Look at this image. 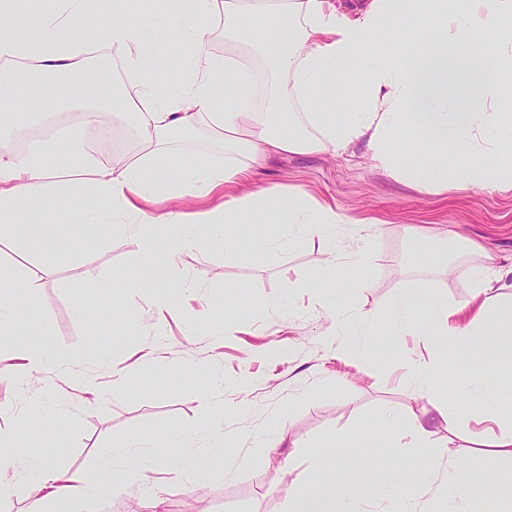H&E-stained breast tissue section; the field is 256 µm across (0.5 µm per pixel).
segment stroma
<instances>
[{"instance_id":"stroma-1","label":"stroma","mask_w":512,"mask_h":512,"mask_svg":"<svg viewBox=\"0 0 512 512\" xmlns=\"http://www.w3.org/2000/svg\"><path fill=\"white\" fill-rule=\"evenodd\" d=\"M475 161L493 171L504 163L497 151L456 148L448 153L447 191L424 195L374 167L362 140L336 156L271 158L257 172L262 185L301 188L341 215L369 222L365 263L340 259L329 280L323 261L338 244L324 236L272 252L265 239L286 236L275 220L230 225L222 241L201 226L199 246L181 254L174 269L196 288L189 295L170 290L173 305L163 310L138 286L142 267L131 240L107 236L100 224L73 223L65 202L29 200L27 222L0 241V261L40 285L19 296L24 322L0 335V353L40 350L48 359L35 378L0 375V430L16 433L24 459L48 457L88 471L105 460L122 464L130 439L160 444L186 435L205 469L201 478L187 481L176 466L148 469L123 495L100 499L98 512H137L153 495L167 498L170 512H287L301 481L360 486L398 512L397 487L423 496L432 457L445 455L395 445L397 423L420 412L434 390L461 391L489 375L512 420V363L497 357L498 337H485L487 354L477 363L464 346L413 335L393 308L403 288L413 289L420 315L435 303L466 299L469 282L446 266L486 256L512 266V188L459 186L457 177ZM64 224L70 231L62 237ZM413 226L449 238L423 244L410 235ZM37 237L56 238L58 257L30 251ZM327 303L349 313L335 345L325 336ZM117 310L127 320L115 321ZM411 351L425 360L443 355L452 375L437 374L433 388L416 387L404 361ZM60 353L77 359L97 394L59 388ZM146 355L154 364L143 369ZM120 374L127 384L113 388ZM281 438L297 445L293 465L264 456ZM480 439L472 425L454 443V478L473 488L472 512H484L489 497L512 487V459L480 447ZM229 448L250 453L256 467L225 474ZM318 450L332 462L313 471L308 458ZM382 460L387 473L374 475L371 464Z\"/></svg>"}]
</instances>
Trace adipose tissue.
<instances>
[{
  "mask_svg": "<svg viewBox=\"0 0 512 512\" xmlns=\"http://www.w3.org/2000/svg\"><path fill=\"white\" fill-rule=\"evenodd\" d=\"M15 0H0V129L31 124L28 68L60 79L58 104L85 103L83 118L60 135L31 141L25 149L0 145V239L23 223L31 198L68 203L81 224L108 223L112 232H131L144 258L139 285L167 288L177 257L196 248L189 230L208 225L222 236L228 224H261L268 217L288 227L327 234L345 218L298 189H273L254 175L267 158L288 153L339 154L366 140L375 167L415 184L426 194L448 188V151L461 144L486 147L485 131L512 127L505 88L512 81V0H358L346 10L342 0H111L112 16L88 28L84 17L96 0H52L33 22L34 36H18L9 24ZM163 26H154L155 15ZM220 18L224 35L263 51L272 83L258 89L253 66L239 53L212 56L204 46L203 22ZM408 27L407 48L396 51L385 32ZM193 45L191 68L165 88L156 81L154 46ZM109 51L132 75L131 91L108 101H91L99 77L88 56ZM496 56V74L483 66ZM349 83L364 106L335 114L315 104L318 88ZM478 107L466 106L467 97ZM130 115L137 133L135 153L114 155L99 164L86 150L103 115ZM209 129L224 149V161L210 157L185 161L170 145L175 134ZM417 134L421 163L396 150V134ZM77 166L61 174L50 162L59 154ZM179 224L183 235L156 257L152 231ZM449 273L470 281L472 292L456 305L435 304L426 336L479 347L491 318L512 321V303L502 294L512 270L486 265H452ZM30 279L0 264V334L20 323L15 299ZM446 424L439 438L427 415H412L398 435L402 448L452 447L453 435L469 424L482 426L486 447L512 458V423L500 416L495 386L479 376L469 384L466 403L448 395L429 402ZM0 471H14L17 482L0 483V498L22 493L29 512H96L98 500L121 493L133 469L102 462L93 472L71 470L44 459L27 467L12 434L0 435ZM289 512H383L369 506L364 491L326 486L314 491L297 484Z\"/></svg>",
  "mask_w": 512,
  "mask_h": 512,
  "instance_id": "obj_1",
  "label": "adipose tissue"
}]
</instances>
